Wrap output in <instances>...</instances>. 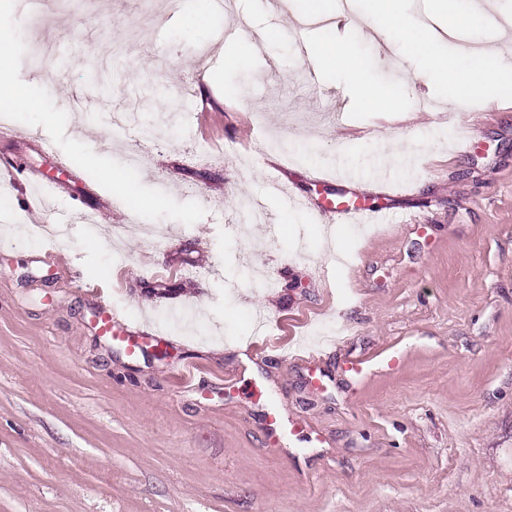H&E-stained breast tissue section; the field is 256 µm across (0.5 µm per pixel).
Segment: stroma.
Wrapping results in <instances>:
<instances>
[{
	"instance_id": "35a3bbf8",
	"label": "stroma",
	"mask_w": 512,
	"mask_h": 512,
	"mask_svg": "<svg viewBox=\"0 0 512 512\" xmlns=\"http://www.w3.org/2000/svg\"><path fill=\"white\" fill-rule=\"evenodd\" d=\"M20 2L0 0L12 79L33 102L0 97V512H512L505 86L471 96L449 127L458 99L402 39L342 23L312 42H349L400 105L372 111L317 54L312 86L287 34L307 0L275 19L269 0H224L204 25L196 0H54L28 17ZM511 14L496 0L437 23L482 46ZM244 26L268 36L222 39ZM395 134L414 165L385 160L380 139ZM340 166L352 189L316 184ZM111 169L134 211L104 182ZM36 172L56 196L34 197ZM357 195L386 204L388 223L339 222L327 243L312 204ZM255 197L288 234L254 223ZM55 220L66 240L27 232ZM115 224L120 264L94 241ZM263 274L273 287H255ZM106 301L125 320L112 336ZM326 328L343 332L331 355L294 357ZM395 341V371L344 372ZM252 342L264 351L239 370ZM271 411L304 422L281 452Z\"/></svg>"
}]
</instances>
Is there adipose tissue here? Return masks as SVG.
I'll list each match as a JSON object with an SVG mask.
<instances>
[{
	"instance_id": "ef3b65f1",
	"label": "adipose tissue",
	"mask_w": 512,
	"mask_h": 512,
	"mask_svg": "<svg viewBox=\"0 0 512 512\" xmlns=\"http://www.w3.org/2000/svg\"><path fill=\"white\" fill-rule=\"evenodd\" d=\"M387 14L391 25L407 40L420 57L424 67L449 90H456L459 74H466L472 92H482L496 82L499 75L500 59L512 53V46L501 43L480 48H464L452 55L439 54L433 28L426 22L413 23L399 9L394 0H372L371 12L367 15H353L352 23L374 26V18Z\"/></svg>"
}]
</instances>
